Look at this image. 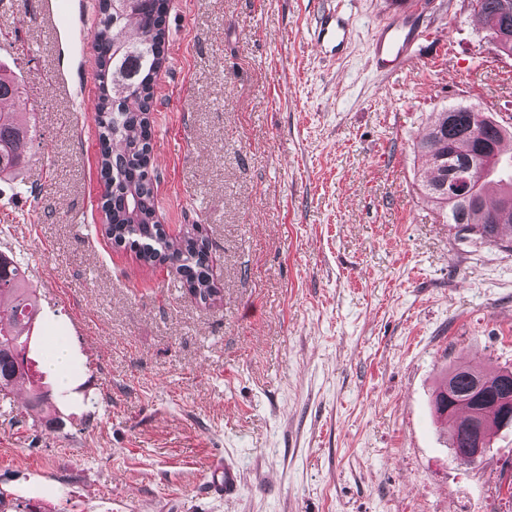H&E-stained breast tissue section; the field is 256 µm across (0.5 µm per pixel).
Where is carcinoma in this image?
Listing matches in <instances>:
<instances>
[{
	"label": "carcinoma",
	"instance_id": "carcinoma-1",
	"mask_svg": "<svg viewBox=\"0 0 512 512\" xmlns=\"http://www.w3.org/2000/svg\"><path fill=\"white\" fill-rule=\"evenodd\" d=\"M135 9L123 16L111 0H98L100 21L92 35L98 111L94 121L99 145L98 165L105 186L101 196L103 229L117 246L132 250L147 266H167L180 275L186 293L206 305L217 293L211 276L207 240L198 232L171 237L156 221L154 177L149 169L152 130L150 114L154 76L166 64L167 0H134ZM473 20L487 28L497 52L512 56V0H472ZM28 128L11 112H0V175L22 161L19 143ZM511 137L502 124L482 108L462 102L429 115L416 149L429 158L432 176L421 185L424 202L433 206L447 224L508 249L500 238L503 226H512V176L501 188L496 205L485 203L483 184L474 201L448 203L444 186L462 167L479 179L501 168L502 143ZM11 304L9 322H0V391L20 378H29L26 350L30 330L39 315L36 295L25 287L20 267L0 254V303ZM483 381L484 397L471 394L475 380ZM512 397V374L484 373L471 364L448 369L436 391L433 406L448 422L453 459L470 447L471 425L480 424L484 442L491 443L501 429L502 402Z\"/></svg>",
	"mask_w": 512,
	"mask_h": 512
}]
</instances>
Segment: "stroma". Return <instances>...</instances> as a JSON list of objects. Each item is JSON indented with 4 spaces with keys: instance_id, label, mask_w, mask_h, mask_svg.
Returning a JSON list of instances; mask_svg holds the SVG:
<instances>
[{
    "instance_id": "obj_1",
    "label": "stroma",
    "mask_w": 512,
    "mask_h": 512,
    "mask_svg": "<svg viewBox=\"0 0 512 512\" xmlns=\"http://www.w3.org/2000/svg\"><path fill=\"white\" fill-rule=\"evenodd\" d=\"M67 2L60 40L35 0H0L36 130L0 179V253L40 302L35 365L72 352L46 410L0 392V512H512V429L461 465L432 411L449 365L512 370V250L423 203L413 149L457 102L512 118V57L471 0H168L150 165L160 224L210 243L207 308L102 230L95 0ZM332 7L352 26L333 56L312 43ZM402 14L422 38L384 73Z\"/></svg>"
}]
</instances>
